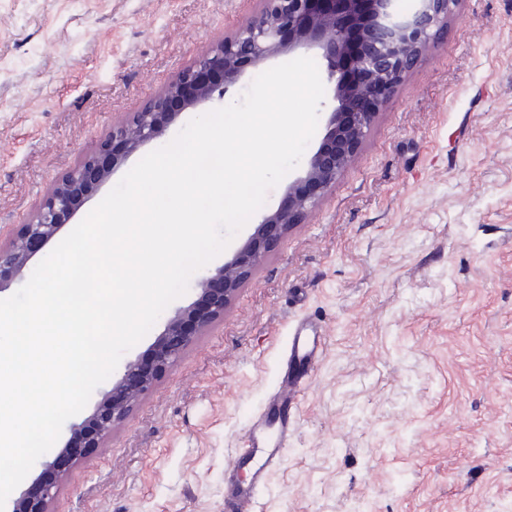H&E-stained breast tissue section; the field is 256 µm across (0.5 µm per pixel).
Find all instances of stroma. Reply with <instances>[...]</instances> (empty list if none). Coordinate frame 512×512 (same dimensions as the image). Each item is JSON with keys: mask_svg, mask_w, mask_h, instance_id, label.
Returning <instances> with one entry per match:
<instances>
[{"mask_svg": "<svg viewBox=\"0 0 512 512\" xmlns=\"http://www.w3.org/2000/svg\"><path fill=\"white\" fill-rule=\"evenodd\" d=\"M259 0H0V242ZM184 111L86 198L66 237ZM322 352L256 512H512V0H458L349 168L225 311L69 466L52 512H226L290 327Z\"/></svg>", "mask_w": 512, "mask_h": 512, "instance_id": "35a3bbf8", "label": "stroma"}]
</instances>
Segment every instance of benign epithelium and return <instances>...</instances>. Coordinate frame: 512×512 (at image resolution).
<instances>
[{
    "label": "benign epithelium",
    "instance_id": "1",
    "mask_svg": "<svg viewBox=\"0 0 512 512\" xmlns=\"http://www.w3.org/2000/svg\"><path fill=\"white\" fill-rule=\"evenodd\" d=\"M261 8L224 42L201 54L144 108L112 125L98 151L65 175L5 246L0 245V292L27 267L72 216L82 199L143 145L160 138L187 109L227 92L242 76V64L256 67L298 49L312 50L326 63L334 107L318 149L286 190L279 206L264 214L234 257L198 283L199 298L178 308L156 338L149 361L129 362L95 411L72 425L71 437L42 463L40 493L14 499L9 512H51L66 472L59 461L88 462L177 360L193 338L205 333L277 242L318 206L352 163L380 108L448 25L457 0H415L400 12L396 0H260Z\"/></svg>",
    "mask_w": 512,
    "mask_h": 512
}]
</instances>
